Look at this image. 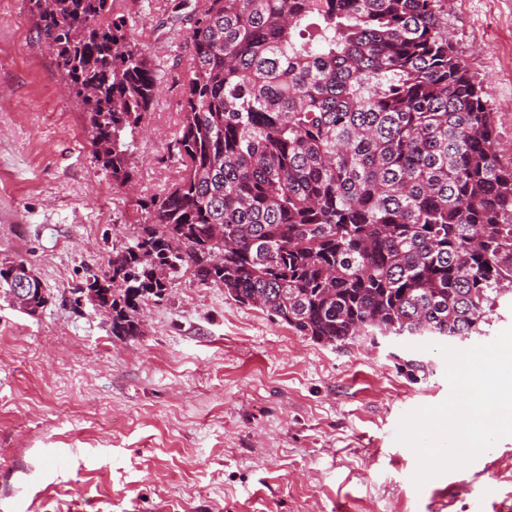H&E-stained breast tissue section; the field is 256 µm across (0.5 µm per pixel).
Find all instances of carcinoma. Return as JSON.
I'll list each match as a JSON object with an SVG mask.
<instances>
[{"mask_svg": "<svg viewBox=\"0 0 512 512\" xmlns=\"http://www.w3.org/2000/svg\"><path fill=\"white\" fill-rule=\"evenodd\" d=\"M112 2L30 0L121 189L159 88ZM444 2L179 0L181 177L85 274L112 335L182 270L327 344L477 331L512 289V169Z\"/></svg>", "mask_w": 512, "mask_h": 512, "instance_id": "cac0c4a2", "label": "carcinoma"}]
</instances>
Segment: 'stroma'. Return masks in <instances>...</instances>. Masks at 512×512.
<instances>
[{"label":"stroma","instance_id":"35a3bbf8","mask_svg":"<svg viewBox=\"0 0 512 512\" xmlns=\"http://www.w3.org/2000/svg\"><path fill=\"white\" fill-rule=\"evenodd\" d=\"M160 64L134 193L92 155L87 117L39 40L29 0H0V261L49 294L27 315L0 299V512H489L512 498V436L415 487L402 416L450 394L445 360L413 338L340 346L295 333L190 273L113 335L76 303L86 268L131 242L138 200L179 177L184 54L171 0H115ZM441 26L497 115L512 166V0H445ZM512 327V294L456 349Z\"/></svg>","mask_w":512,"mask_h":512}]
</instances>
